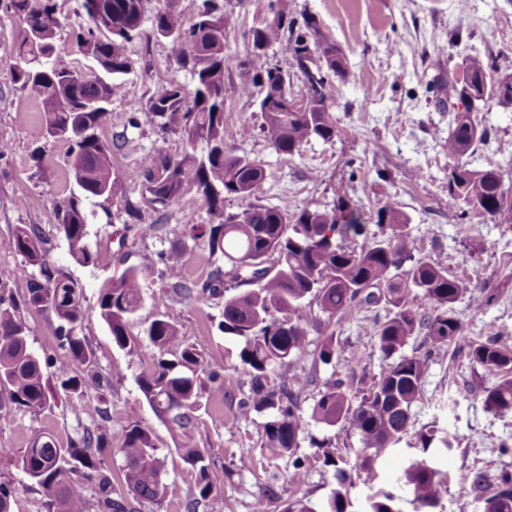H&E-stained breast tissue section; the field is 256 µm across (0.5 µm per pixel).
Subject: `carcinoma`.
<instances>
[{
	"instance_id": "obj_1",
	"label": "carcinoma",
	"mask_w": 512,
	"mask_h": 512,
	"mask_svg": "<svg viewBox=\"0 0 512 512\" xmlns=\"http://www.w3.org/2000/svg\"><path fill=\"white\" fill-rule=\"evenodd\" d=\"M10 8L23 27L35 33L24 36L9 51L13 59L12 82L42 107L33 142V159L40 161L45 141L68 143L70 164L79 193L71 194L58 218V232L70 256L78 264L96 265L97 254L88 244L89 230L83 201L98 198L124 205L129 221L140 219L139 209L126 198L132 179L142 186L147 200L165 206L195 190L208 207L212 222L191 225L184 237L201 242L210 255L222 260L207 279L191 281L182 272L183 251L162 256L160 275L167 279V294L153 297L156 305L166 296L185 301L200 298L224 302L218 330L244 338L237 354L238 366L251 382L250 395L238 402L244 414L270 411L263 425L262 445L277 456L294 455L300 447L306 419L299 404L301 374L296 366L307 347L310 321L304 309L317 305L327 322L359 316L364 310L384 304V318L366 326L374 336L385 369L368 394L354 402V368L327 380L312 408L311 418L327 426L340 424L359 436L368 455L362 464L384 449L398 444L412 425V409L421 397L427 357L404 353L409 341L420 334L431 350L465 340L464 327L453 316V306L467 299L479 307L492 296L476 295L472 281L448 273V269L420 256L409 230V218L395 202L378 203L377 231L370 232L363 214L352 204L349 187H339L332 207L286 201L276 206L256 204L266 179L262 163L237 153L231 145L234 133L224 122V101L230 95L251 97L257 88L290 84V77L270 62L269 50L287 57L299 73L301 95L308 112H285L282 99L258 100L260 132L280 155L292 158L312 140L335 142L339 130L328 101L332 79L347 80L346 56L336 42L321 31L315 15L296 17L283 8L276 11L274 26L251 28L246 35L249 52L237 66L234 80L226 79L224 54L228 13L224 0H195L192 20L184 12L168 9V0H84L89 24L76 35L78 51L93 61L88 72L59 62L52 55L57 21V0H10ZM151 13L153 32L167 40L171 57L193 82L188 92L170 81L133 111L164 133L180 138L179 154L158 151L146 155L130 175L112 173V149L99 129L106 122L112 103L114 81L128 74L132 62L127 43L139 36L146 13ZM463 78L451 85L457 99L466 102L465 116L454 113L444 148L454 161L448 169V204L461 209L468 221L497 217L512 211L499 195L500 174L494 168L474 169L463 161L484 141L489 131L476 112L490 103L507 108L512 103V60L500 56L468 55L462 62ZM206 145L195 153L197 143ZM245 202L238 213H224V199ZM45 241L36 224L16 227L13 251L33 267L26 282L22 304L0 296V387L8 389L9 401L38 414L49 403L48 381L41 360L28 346V327L23 310L50 312L58 321L57 333L69 356L55 366L56 386L86 413L103 423L86 429L68 445L53 436L37 437L19 459L23 472L39 487L46 512H136L132 501L159 503L167 495L164 461L151 432L139 425L123 427L118 452L124 465L121 475L100 467L101 456L111 448V420L103 401L85 404L82 372L93 364L86 339L76 327L86 311L82 285L58 270L47 259ZM151 276L146 266L130 265L120 277L106 281L97 306L113 343L120 349L134 348L127 325L142 307L144 287ZM246 289L229 293L239 286ZM434 312H425V307ZM147 338L158 349L153 366L138 376L139 387L152 410L167 419L181 437L177 445L183 461L197 472L196 491L186 503V512H198L213 491L206 451L192 439L193 412L203 387L201 353L183 344V330L160 315L148 327ZM472 361L487 371L507 377L484 388L483 405L491 412L512 409V348L501 337L467 342ZM336 356V338L327 335L314 361L329 363ZM288 374L279 389L268 386L274 370ZM420 454L395 480L396 488L368 497L357 510L350 497V470L335 457L325 455L334 467L336 488L315 509L297 500L282 512H392L399 508L397 491L408 496L414 512H433L441 500L447 473L439 459L453 449L448 432L431 425L419 434ZM484 512H512V473L498 477L497 492L484 499Z\"/></svg>"
}]
</instances>
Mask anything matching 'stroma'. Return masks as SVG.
<instances>
[{"instance_id":"obj_1","label":"stroma","mask_w":512,"mask_h":512,"mask_svg":"<svg viewBox=\"0 0 512 512\" xmlns=\"http://www.w3.org/2000/svg\"><path fill=\"white\" fill-rule=\"evenodd\" d=\"M58 3V57L81 63V56L72 50V36L88 22L83 0ZM275 5L296 16L305 11L315 14L323 34L344 50L350 76L344 82L333 81L330 88L339 137L332 143L310 142L290 159L276 153L260 134L255 99L232 96L226 100L224 119L234 132L235 149L258 159L266 169L267 178L258 193L260 203L326 206L332 204L342 184L350 185L353 202L366 213L378 200L392 198L410 217V230L422 256L447 267L449 274L470 278L479 291L494 296L490 305L479 309L465 300L456 303L465 341L430 353L421 338L410 340L406 354L429 356L421 399L412 410L410 434L360 471L350 496L362 504L378 489L393 485L416 455L419 433L435 422L454 438L438 512H480L483 501L473 491L470 476L483 471L492 493L498 474L512 472V454L499 452L500 443L512 442V411L485 410L481 391L498 376L472 362L465 342L512 337V224L499 218L468 223L461 220L458 208L449 206L452 161L443 143L451 115L439 109L428 86L438 77H458L467 55L512 54V0H229L225 41L229 69H236L248 53L245 33ZM22 31L18 17L0 0V142L9 145L0 153V295L21 296L32 272L12 251L15 227L40 225L50 240V262L84 289L87 303L82 330L94 353L96 371L111 383L103 392L87 386V401L106 398L113 439H120L124 426L147 427L165 458L168 492L164 501L138 502L137 512H185V501L196 487V473L179 457L171 426L154 414L137 383L138 375L150 368L157 355L146 331L157 316L152 298L163 282L157 277L147 282L146 299L129 324L128 332L137 342L134 351L114 345L95 306L105 280L129 264L157 266L160 253L183 241L185 225L209 223L208 208L192 191L167 206H152L144 201L140 186L129 183L127 198L139 208L141 223L161 225V232L141 235L126 228L123 208L97 199L87 201L90 242L98 251V263L87 268L76 264L57 232L58 209L74 188L68 147L50 142L40 160L32 159V132L41 121V107L9 75V49ZM128 55L132 70L114 88L110 114L99 131L105 141L119 135L126 140L112 154V170L119 175L136 169L147 152L176 153L182 147L178 136L161 134L148 123L130 127L132 103L146 101L169 81L191 82L177 68L167 42L154 36L151 22H143L140 37L128 46ZM479 117L489 136L468 153L467 160L475 168L496 169L510 190L512 109L492 105ZM222 311L219 300L172 301L165 310L182 325L186 343L203 353L208 369L219 371L224 382V394L204 390L194 412V440L208 451L213 485L199 512H253L256 499L269 489L277 497L271 512H281L284 503L298 499L322 504L336 487L333 469L324 463L325 452L355 465L361 450L358 435L339 425L311 421L296 450L306 461L304 473L295 474L290 459H271L261 440L266 414L239 413L237 401L248 395L250 382L235 366L242 338L216 329ZM306 313L315 323L308 335L310 347L320 346L329 334L338 344L330 364L313 365L308 354L300 361L313 371L312 382L301 393V407L308 414L324 381L342 371L346 361H354L358 373L370 378L379 376L384 362L374 337L357 322L326 323L315 306ZM26 321L28 345L40 359L59 362L67 358L68 349L55 333L53 314L32 312ZM50 396L49 406L32 414L8 403L6 393L0 392V481L11 483L15 490L14 512H45L36 484L17 464L34 438L50 434L65 444L95 424L83 410L68 406L63 393L54 390Z\"/></svg>"}]
</instances>
